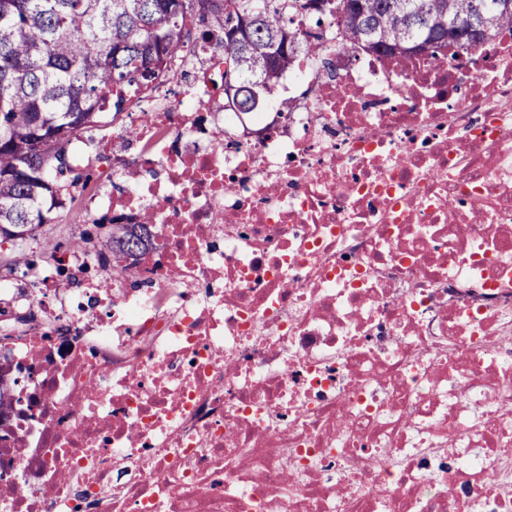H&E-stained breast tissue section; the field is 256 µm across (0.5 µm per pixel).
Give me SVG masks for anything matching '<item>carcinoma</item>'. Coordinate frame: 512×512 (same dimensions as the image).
<instances>
[{
    "label": "carcinoma",
    "mask_w": 512,
    "mask_h": 512,
    "mask_svg": "<svg viewBox=\"0 0 512 512\" xmlns=\"http://www.w3.org/2000/svg\"><path fill=\"white\" fill-rule=\"evenodd\" d=\"M0 0V223L32 225L29 239L49 223L44 205L63 190L66 147L97 127L102 110L120 113L135 101L113 90L147 88L171 73L186 53L218 55L232 71L224 108L262 109L279 78L299 55L318 56L329 22L352 42L402 60L412 43L473 49L448 32L485 26L490 38L512 17L503 0H338L319 17L314 0ZM97 245L83 234L67 245L103 270L121 255L148 247L151 224H105ZM27 241L8 261L32 268Z\"/></svg>",
    "instance_id": "1"
}]
</instances>
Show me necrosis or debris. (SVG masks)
<instances>
[{
  "label": "necrosis or debris",
  "instance_id": "necrosis-or-debris-1",
  "mask_svg": "<svg viewBox=\"0 0 512 512\" xmlns=\"http://www.w3.org/2000/svg\"><path fill=\"white\" fill-rule=\"evenodd\" d=\"M325 44L249 114L186 55L97 144L129 275L0 278V512H512V28Z\"/></svg>",
  "mask_w": 512,
  "mask_h": 512
}]
</instances>
